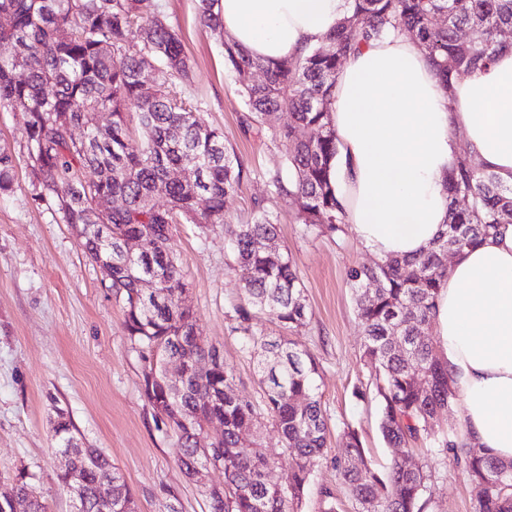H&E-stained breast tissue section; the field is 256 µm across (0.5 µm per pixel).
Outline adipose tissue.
I'll return each instance as SVG.
<instances>
[{"instance_id": "adipose-tissue-1", "label": "adipose tissue", "mask_w": 512, "mask_h": 512, "mask_svg": "<svg viewBox=\"0 0 512 512\" xmlns=\"http://www.w3.org/2000/svg\"><path fill=\"white\" fill-rule=\"evenodd\" d=\"M224 28L254 59L321 42L349 0H220ZM334 181L346 220L375 256L426 249L448 214L461 150L512 184V50L444 87L426 55L390 35L351 54L330 105ZM464 133L456 139L454 130ZM438 349L458 389L460 439L512 459V224L455 255L435 301Z\"/></svg>"}]
</instances>
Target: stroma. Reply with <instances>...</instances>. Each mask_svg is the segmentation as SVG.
Returning <instances> with one entry per match:
<instances>
[{
    "mask_svg": "<svg viewBox=\"0 0 512 512\" xmlns=\"http://www.w3.org/2000/svg\"><path fill=\"white\" fill-rule=\"evenodd\" d=\"M161 18L174 28L191 63L182 97L198 101L205 120L223 131L226 146L249 174L225 204L235 224L257 205L278 215L280 242L291 252L308 305L304 326L291 337L319 365V394L329 417L328 452L338 451L343 424L354 426L365 455L379 469L393 451L378 428L375 404L357 400L367 382L363 333L355 312L348 267L374 259L352 228L330 238L306 232L292 202L272 196L267 172L282 168L281 148L246 124L240 84L224 65V50L197 16L196 0H156ZM26 116L0 112V147L19 160L12 192L0 196V491L17 468L35 474L50 512H72V500L56 483L61 457L53 437L56 409H65L84 445L102 449L129 485L140 512H209L199 486L177 465L179 447L143 392V363L124 331L121 300L54 205L42 200L25 162ZM174 246L188 283V299L206 343L222 351L238 377V393L256 397L254 363L232 332L241 273L216 224L177 225ZM316 466L302 512H319L320 490L333 488L338 512H356L331 460ZM427 512H474L478 488L449 455L433 458Z\"/></svg>",
    "mask_w": 512,
    "mask_h": 512,
    "instance_id": "stroma-1",
    "label": "stroma"
}]
</instances>
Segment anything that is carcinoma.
<instances>
[{
  "label": "carcinoma",
  "mask_w": 512,
  "mask_h": 512,
  "mask_svg": "<svg viewBox=\"0 0 512 512\" xmlns=\"http://www.w3.org/2000/svg\"><path fill=\"white\" fill-rule=\"evenodd\" d=\"M197 2L200 22L222 40L225 66L242 78L251 124L285 151L286 168L267 173L269 186L291 198L299 223L318 234H334L345 223L332 178L338 146L329 106L350 54L389 33L407 35L447 86L461 73L486 71L498 51L512 47L505 36L512 32V0H352L321 44L302 56L264 64L226 38L219 0ZM1 15L11 24L0 26V44L20 42L25 51L0 54V110L26 113L27 165L41 196L79 236L105 287L122 299L125 331L144 363V394L176 435L180 470L190 480L206 463L223 472V485L203 486L210 512H301L313 467L327 450L319 368L308 350L287 336L265 334L253 320L267 314L290 331L304 325V286L279 242L272 210L257 207L247 224L227 220L224 202L238 188L244 167L224 145V134L173 94L172 87L190 73L178 35L159 17L155 0H0ZM146 56L158 63L150 82L143 71ZM256 70L263 79L247 81ZM280 112L291 114L288 125L276 124ZM71 126L84 128L83 141L71 139ZM16 166V156L1 147V195L13 190ZM173 170L183 176L171 178ZM446 185L448 221L427 251L346 271L372 373V388L358 386L354 395L376 402L379 428L391 447L419 441L449 453L477 485L499 475L487 482L475 512H512V460L454 440L436 422L454 405L457 390L425 334L448 274V240L456 239L461 251L499 225L512 224V184L464 153ZM160 198L166 203H157ZM99 200L119 206L104 214L94 206ZM177 224L224 225V238L243 270L232 331L245 353L260 355L258 401L237 394L235 371L224 361L204 373L197 368L211 346L188 342L200 327L186 303L188 288L173 247ZM136 235L152 237L156 246L149 255L129 259L122 241ZM146 277L156 278L155 287H141ZM168 361L182 363L176 383L165 376ZM214 423L224 428V441L203 448L201 438ZM269 426L279 435L278 448L262 443ZM75 431L70 415L57 409V482L79 489L74 512H138L111 458L80 445ZM340 437L336 468L359 512H424L432 478L426 460L411 453L395 456L379 472L366 461L357 430L346 424ZM283 464L288 485L269 484L267 471ZM33 480L21 468L10 490L27 503V512H49ZM107 482L110 506L98 494Z\"/></svg>",
  "instance_id": "1"
}]
</instances>
